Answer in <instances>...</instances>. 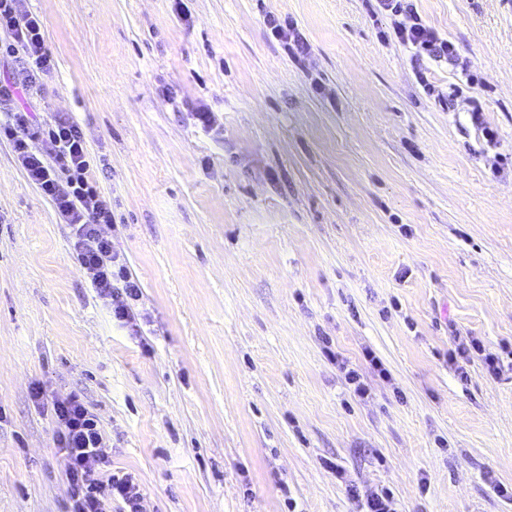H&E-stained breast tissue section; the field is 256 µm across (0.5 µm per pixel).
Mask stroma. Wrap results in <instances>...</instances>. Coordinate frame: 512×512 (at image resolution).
Listing matches in <instances>:
<instances>
[{
	"label": "stroma",
	"mask_w": 512,
	"mask_h": 512,
	"mask_svg": "<svg viewBox=\"0 0 512 512\" xmlns=\"http://www.w3.org/2000/svg\"><path fill=\"white\" fill-rule=\"evenodd\" d=\"M184 3L16 2L54 59L29 109L80 124L141 333L0 140V512H67L42 402L74 388L151 512H358L351 483L512 512V367L448 362L458 336L512 344V0H413L457 57L422 79L378 0ZM264 23L270 34L284 45L287 52L289 50L295 56L306 55L309 52V44L305 36L288 18L267 14ZM326 353L331 361H334L339 372L342 374L345 385L355 399L365 400L370 395V386L364 380L359 370L351 364L349 360L340 356V354L332 351L330 347H326Z\"/></svg>",
	"instance_id": "obj_1"
}]
</instances>
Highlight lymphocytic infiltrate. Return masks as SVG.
<instances>
[{"label":"lymphocytic infiltrate","mask_w":512,"mask_h":512,"mask_svg":"<svg viewBox=\"0 0 512 512\" xmlns=\"http://www.w3.org/2000/svg\"><path fill=\"white\" fill-rule=\"evenodd\" d=\"M395 16L394 31L411 44L418 58L449 59L447 40L427 28L409 0H379ZM0 31L7 36L8 55H19L20 67L12 78L0 80V137L13 146L28 181L54 205L73 231L77 265L112 310L121 327L138 331L140 284L130 273L125 257L115 248L105 227L115 226L112 205L98 190L90 172L88 152L79 124L70 118L48 127L35 125L19 98L54 68L45 44L42 23L33 14H19L15 0H0ZM50 415L55 444L66 458V495L70 512H147L135 473H113L102 449L106 435L81 391L53 399Z\"/></svg>","instance_id":"f902f5d3"}]
</instances>
